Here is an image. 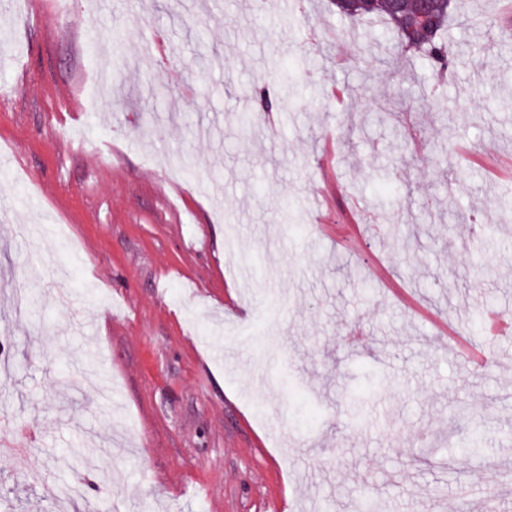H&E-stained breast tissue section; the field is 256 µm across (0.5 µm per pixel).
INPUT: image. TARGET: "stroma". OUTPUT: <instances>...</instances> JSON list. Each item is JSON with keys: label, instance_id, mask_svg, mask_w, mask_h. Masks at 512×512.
<instances>
[{"label": "stroma", "instance_id": "obj_1", "mask_svg": "<svg viewBox=\"0 0 512 512\" xmlns=\"http://www.w3.org/2000/svg\"><path fill=\"white\" fill-rule=\"evenodd\" d=\"M13 2L0 289L32 304L0 311V413L37 438L29 467L0 457V512H512V339L472 336L478 373L442 345L512 313V178L488 176L512 52L486 47L512 0H461L435 97L428 61L395 74L386 24L333 0ZM367 212L381 236L347 237ZM474 424L484 459L449 462Z\"/></svg>", "mask_w": 512, "mask_h": 512}]
</instances>
